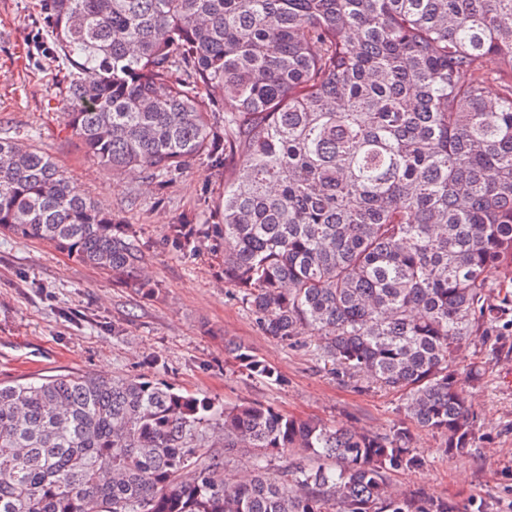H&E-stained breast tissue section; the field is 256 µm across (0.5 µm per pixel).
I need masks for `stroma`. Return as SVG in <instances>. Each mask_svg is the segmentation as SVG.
<instances>
[{"instance_id": "stroma-1", "label": "stroma", "mask_w": 512, "mask_h": 512, "mask_svg": "<svg viewBox=\"0 0 512 512\" xmlns=\"http://www.w3.org/2000/svg\"><path fill=\"white\" fill-rule=\"evenodd\" d=\"M51 48L39 0H0V135L49 154L114 221L132 228L154 293L142 295L45 242L0 234V382L145 375L218 404L259 402L288 416L388 433L403 418L397 395L364 376L338 380L314 356V337L287 345L266 336L225 284L224 241L214 235L223 166L202 158L161 182L97 165L65 126L69 71ZM188 221L202 226L203 237L173 245L172 225ZM228 339L275 366L281 382L242 374L224 350ZM457 363L482 368L469 391L478 413L474 448L451 458L443 435L414 429L421 464L391 481L458 512H512V351L493 358L474 343L458 351Z\"/></svg>"}]
</instances>
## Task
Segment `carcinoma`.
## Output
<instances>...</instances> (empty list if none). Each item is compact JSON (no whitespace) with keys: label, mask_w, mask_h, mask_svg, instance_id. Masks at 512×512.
Segmentation results:
<instances>
[{"label":"carcinoma","mask_w":512,"mask_h":512,"mask_svg":"<svg viewBox=\"0 0 512 512\" xmlns=\"http://www.w3.org/2000/svg\"><path fill=\"white\" fill-rule=\"evenodd\" d=\"M41 14L88 155L154 178L224 165V282L266 335L308 331L336 377L399 394L404 421L332 428L143 375L0 383V512H455L388 474L420 466L413 424L452 458L473 447L465 384L482 373L455 356L475 339L498 355L512 314V0H41ZM0 233L153 291L130 228L8 137ZM198 234L171 228L178 245ZM236 451L246 480L227 473Z\"/></svg>","instance_id":"obj_1"}]
</instances>
